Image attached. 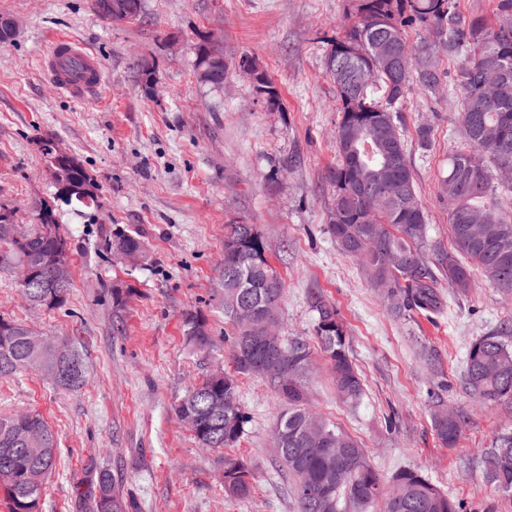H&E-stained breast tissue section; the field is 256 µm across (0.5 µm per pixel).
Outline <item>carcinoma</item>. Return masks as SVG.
Instances as JSON below:
<instances>
[{
  "label": "carcinoma",
  "mask_w": 512,
  "mask_h": 512,
  "mask_svg": "<svg viewBox=\"0 0 512 512\" xmlns=\"http://www.w3.org/2000/svg\"><path fill=\"white\" fill-rule=\"evenodd\" d=\"M356 20L336 40L329 59L341 60L351 43L362 47L357 65L376 72L373 82L357 87L352 77L335 84L336 106L342 113L336 131V167L330 169L329 183L334 188V208L348 216L344 224L330 223L327 232L341 254L356 256L374 284L388 282L382 289L388 308L397 316L411 311L437 313L443 307L438 290L439 278L459 288L471 284L472 267L505 296H512V204L504 203L495 185V170L504 157L512 159V0H498L497 18L493 24L468 14L459 0H354ZM418 30L419 40L411 43L406 28ZM432 28L444 31L443 50L448 58L459 59L457 79L448 83V95L461 101L463 144L448 156V174L440 183V197L453 198L448 208V226L453 251L440 253L436 264L427 261L423 248L427 215L423 207L402 212L388 202L374 205V223L361 224V209L369 204L361 193L359 180L372 181L375 158L358 144L360 167L346 152L342 132L354 125L361 137L379 139L384 126L394 124L399 163L397 177L412 191H417L408 151L401 130V103L416 89L432 97L443 87L446 73L441 68L422 65L432 55L426 33ZM400 45L399 72L385 68L377 55V46L388 39ZM488 68L506 76L507 88L494 94L484 91L481 74ZM497 127L501 136L485 143L481 133ZM484 155V175L471 181L467 161L475 153ZM74 197L85 206L96 203L84 193L91 178L79 161L67 166ZM468 213L474 223L467 224L461 214ZM55 225L56 237L44 235L42 225ZM121 247L146 251L138 235L124 229L114 233ZM67 237L52 210L41 212L40 223L32 224L22 240L0 236V272L20 271L25 262L36 255L55 253L69 261ZM243 284L245 300L256 311L255 323L242 327L228 313L224 319L234 327V373L211 374L188 392L175 406L178 417H192L190 432L203 448L223 449L220 479L224 495L231 499L250 496L254 474L244 457L232 451L244 432L246 415L242 410L236 375H255L260 348L246 341L257 336L263 326L278 317L284 285L265 257V249L252 224H231L224 237V293ZM20 287L29 302H39L53 309L66 299L68 289L45 288L41 276L21 279ZM311 308L318 314L316 334L324 353L329 355L337 392L346 400L358 401L363 394L361 376L346 348L342 326L336 309L321 296H314ZM21 322L0 315V379L20 370L38 375L43 371L35 360L28 337L20 335ZM186 340L203 349L209 342L207 319L200 311H187L182 317ZM288 361V375L270 380L287 407L277 418L273 430L275 448L288 472L296 478L294 494L299 512H319L313 494L322 485L335 480L336 463L325 455L306 449L302 433L311 412L303 402L301 376L309 361L306 341L294 339L279 342ZM62 361L67 365L64 378L47 379L59 387H73L85 381L86 368L79 356L65 347ZM464 375L470 389L481 398L512 405V337L491 334L476 339L468 348ZM230 398L234 413L224 414V398ZM329 448H350L353 458L340 482L332 485L334 501L331 512H341L340 499H345L356 512H366L374 503L383 502V512H460V505L450 499L421 473L402 470L393 478L394 489L384 494L381 477L368 461L356 440L323 420L316 421ZM433 430L440 444L453 447L461 436V420L448 413L433 418ZM59 455L58 439L44 417L36 411L0 416V492L10 512H42L43 493L48 476L55 469ZM487 477L495 489L512 493V432L496 438L487 460ZM309 480L311 493L302 488ZM88 512H129L125 498L116 490L115 478L106 473L98 477L96 490L86 504Z\"/></svg>",
  "instance_id": "cac0c4a2"
}]
</instances>
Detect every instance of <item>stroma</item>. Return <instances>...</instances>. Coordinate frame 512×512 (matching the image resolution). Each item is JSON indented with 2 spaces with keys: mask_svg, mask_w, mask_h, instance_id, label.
Returning <instances> with one entry per match:
<instances>
[{
  "mask_svg": "<svg viewBox=\"0 0 512 512\" xmlns=\"http://www.w3.org/2000/svg\"><path fill=\"white\" fill-rule=\"evenodd\" d=\"M351 11V0H143L140 20L110 23L94 14L92 0H0V15L18 21L13 40L0 44V201L24 222L51 208L72 243L65 303L33 309L17 275L0 273V315L75 346L88 378L74 390L27 371L0 380V416L37 411L58 436L43 512H83L81 500L103 472L131 512H298L293 478L273 444L284 402L265 378L243 379L239 392L247 422L236 450L255 476L248 498H225L220 451L200 447L174 413L208 375L233 369V327L223 310L230 224L255 226L283 281L277 329L311 349L307 406L360 443L384 485L413 469L463 512H512V496L486 475L496 436L512 431V406L484 403L464 383L469 344L512 325V298L479 275L464 290L443 280L439 313L394 317L327 231V172L336 165L341 114L326 61ZM57 35L99 54L96 94L76 98L46 83L41 60ZM203 45L224 56L223 90L198 79ZM244 56L277 89L278 106L239 69ZM402 123L432 260L452 247L438 183L463 142L460 103L410 92ZM421 125L432 129L426 149ZM45 138L82 163L98 207L66 201L48 178ZM117 226L144 240L140 265L101 248ZM127 286L133 295L113 307V288ZM314 294L338 312L364 384L358 403L336 391L316 339ZM188 310L206 316L209 350L187 344ZM438 411L463 417L455 447L435 436Z\"/></svg>",
  "mask_w": 512,
  "mask_h": 512,
  "instance_id": "1",
  "label": "stroma"
}]
</instances>
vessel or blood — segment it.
<instances>
[{
    "label": "vessel or blood",
    "mask_w": 512,
    "mask_h": 512,
    "mask_svg": "<svg viewBox=\"0 0 512 512\" xmlns=\"http://www.w3.org/2000/svg\"><path fill=\"white\" fill-rule=\"evenodd\" d=\"M42 71L55 88L69 93H90L101 85L97 55L65 36L53 39L42 60Z\"/></svg>",
    "instance_id": "obj_1"
}]
</instances>
